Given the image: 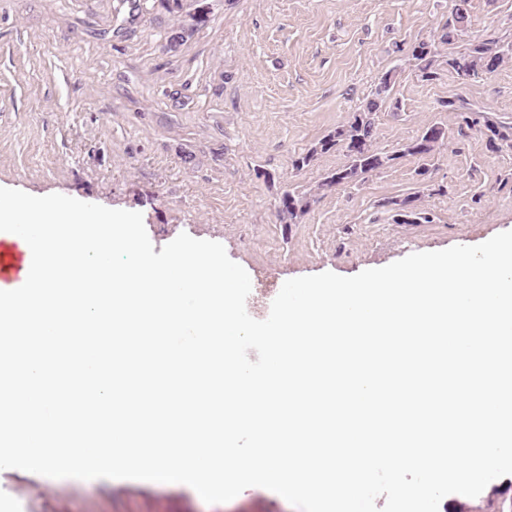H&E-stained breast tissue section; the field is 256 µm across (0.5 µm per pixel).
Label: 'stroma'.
Here are the masks:
<instances>
[{"label": "stroma", "mask_w": 512, "mask_h": 512, "mask_svg": "<svg viewBox=\"0 0 512 512\" xmlns=\"http://www.w3.org/2000/svg\"><path fill=\"white\" fill-rule=\"evenodd\" d=\"M206 24L168 47L165 0H0V187L59 193L138 211L155 249L180 233L221 243L249 274L251 317H268L283 283L353 276L415 252L477 245L512 230V61L477 78L440 68L421 80L414 45L441 36L455 0H208ZM469 22L442 54L512 38V0H469ZM374 147L391 163L317 192L344 151L295 161L347 124L385 73ZM476 118L466 126L463 116ZM432 158L406 147L430 127ZM311 194L289 220L285 192ZM412 202L427 221L400 220ZM0 484L28 512H236L196 492L127 480L52 479L19 469ZM512 475L439 512H500Z\"/></svg>", "instance_id": "stroma-1"}]
</instances>
